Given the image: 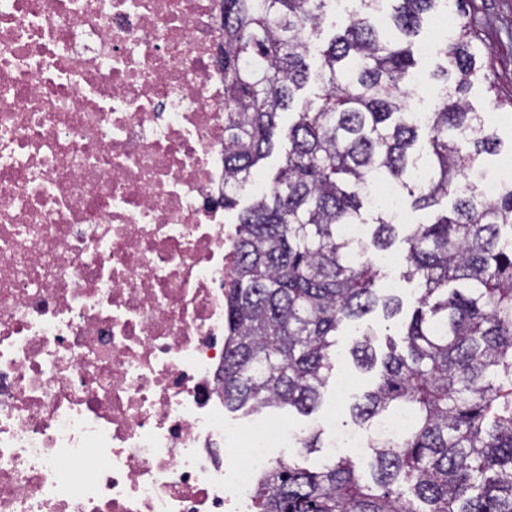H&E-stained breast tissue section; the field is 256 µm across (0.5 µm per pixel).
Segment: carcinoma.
Returning <instances> with one entry per match:
<instances>
[{
    "label": "carcinoma",
    "instance_id": "obj_1",
    "mask_svg": "<svg viewBox=\"0 0 512 512\" xmlns=\"http://www.w3.org/2000/svg\"><path fill=\"white\" fill-rule=\"evenodd\" d=\"M451 1L461 22L439 49L434 110L417 120L403 89L417 65L411 38ZM356 2L313 66L312 40L336 0H224V209L272 154L281 114L291 117L283 165L236 216L224 409L316 411L341 326L377 307L400 313L366 257L398 241L417 306L401 343L379 355L367 331L352 346L358 367L379 368L352 417L409 422L371 438L369 481L350 459L315 471L276 462L255 480L252 512H512V182L481 193L473 173L499 141L464 99L483 50L463 21L467 0ZM311 79L318 107L292 111ZM375 182L432 221L368 214ZM367 223L369 241L353 247L342 226Z\"/></svg>",
    "mask_w": 512,
    "mask_h": 512
}]
</instances>
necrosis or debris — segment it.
Returning a JSON list of instances; mask_svg holds the SVG:
<instances>
[{
  "mask_svg": "<svg viewBox=\"0 0 512 512\" xmlns=\"http://www.w3.org/2000/svg\"><path fill=\"white\" fill-rule=\"evenodd\" d=\"M223 16L0 0V512H251L299 440L219 391Z\"/></svg>",
  "mask_w": 512,
  "mask_h": 512,
  "instance_id": "4bbe7bcc",
  "label": "necrosis or debris"
}]
</instances>
